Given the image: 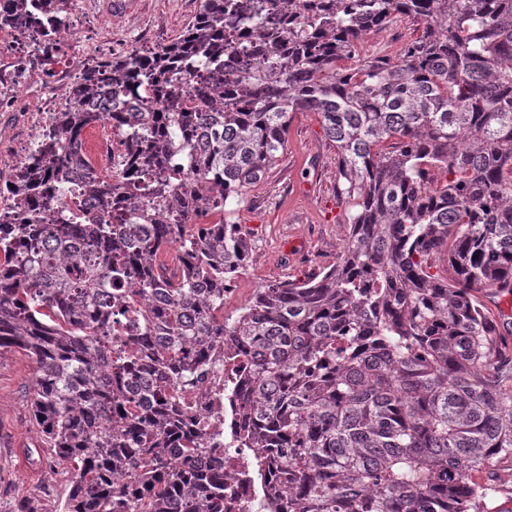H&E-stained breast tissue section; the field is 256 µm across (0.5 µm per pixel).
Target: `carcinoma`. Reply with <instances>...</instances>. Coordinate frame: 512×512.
I'll use <instances>...</instances> for the list:
<instances>
[{"mask_svg": "<svg viewBox=\"0 0 512 512\" xmlns=\"http://www.w3.org/2000/svg\"><path fill=\"white\" fill-rule=\"evenodd\" d=\"M397 17L421 25L398 56L341 65ZM35 25L0 0V29ZM254 40L264 59L224 87ZM136 87L150 106L101 97ZM302 111L336 146L347 246L226 318L251 247L230 216ZM108 117L119 170L73 168ZM8 194L0 348L35 364L33 420L72 468L62 512H224V477L168 454L206 440L172 391L212 370L218 336L240 367L233 443L263 452L285 512H501L512 349L477 294L512 289V0H203L177 41L86 67Z\"/></svg>", "mask_w": 512, "mask_h": 512, "instance_id": "obj_1", "label": "carcinoma"}]
</instances>
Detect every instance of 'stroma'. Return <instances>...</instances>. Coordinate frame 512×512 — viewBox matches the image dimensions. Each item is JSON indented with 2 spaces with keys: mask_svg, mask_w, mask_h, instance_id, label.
<instances>
[{
  "mask_svg": "<svg viewBox=\"0 0 512 512\" xmlns=\"http://www.w3.org/2000/svg\"><path fill=\"white\" fill-rule=\"evenodd\" d=\"M202 0H79V36L60 50L94 62L100 42L117 52L167 45L178 39L199 12ZM415 22L404 20L368 33L360 57L392 55L412 38ZM0 112V176L11 177L27 146L21 133L27 111ZM336 148L325 136L319 115L295 112L288 139L274 169L248 188L234 214L253 247L240 274L242 287L257 290L281 280L302 279L335 264L348 237L345 203L337 194ZM34 364L17 348L0 350V512H13L19 498H30L36 512H60L70 491L66 465L47 450L33 423L29 395Z\"/></svg>",
  "mask_w": 512,
  "mask_h": 512,
  "instance_id": "35a3bbf8",
  "label": "stroma"
}]
</instances>
